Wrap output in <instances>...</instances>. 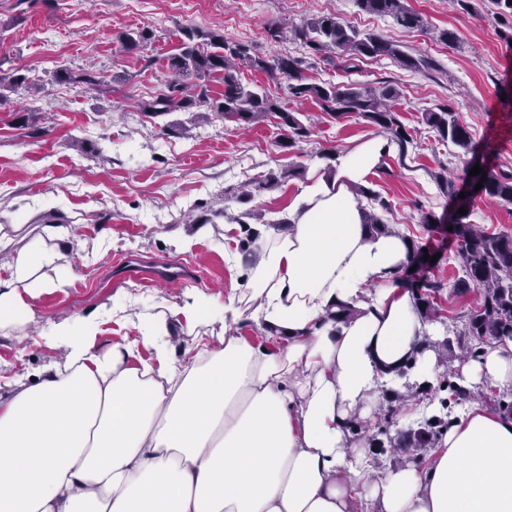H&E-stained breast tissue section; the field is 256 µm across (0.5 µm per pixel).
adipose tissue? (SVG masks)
Listing matches in <instances>:
<instances>
[{
  "mask_svg": "<svg viewBox=\"0 0 512 512\" xmlns=\"http://www.w3.org/2000/svg\"><path fill=\"white\" fill-rule=\"evenodd\" d=\"M371 138L341 151L265 233L242 269L254 315L281 334L271 351L224 334L175 363L166 322L94 350L87 319L57 323L59 359L0 396V512H512V418L476 408L453 420L422 465L356 467L352 422L366 419L379 370L431 351V324L402 274L410 244L368 236L351 192L388 152ZM54 252L20 254L0 279V330L24 322L41 290L34 269ZM359 308L344 323L338 305ZM153 356L138 358L139 347ZM466 385L512 388V338L460 367Z\"/></svg>",
  "mask_w": 512,
  "mask_h": 512,
  "instance_id": "obj_1",
  "label": "adipose tissue"
}]
</instances>
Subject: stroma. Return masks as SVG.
Returning a JSON list of instances; mask_svg holds the SVG:
<instances>
[{
	"mask_svg": "<svg viewBox=\"0 0 512 512\" xmlns=\"http://www.w3.org/2000/svg\"><path fill=\"white\" fill-rule=\"evenodd\" d=\"M408 3L427 20V30L406 31L391 18L360 11L354 0H0V59L28 69L27 85L0 101V265L35 247L60 254L57 264L33 272L46 287L32 299L29 319L0 331V395L19 376H34L57 359L48 337L68 318L96 324L101 353L155 319L167 321L178 362L185 350L228 327L251 342L278 345L248 304L229 325L220 319L190 325L174 312L199 296L221 304L246 292L240 242L225 239L217 213L253 209L257 230L287 217L304 186L326 174L329 155L381 130L354 114L332 118L313 100H292L287 80L249 67L239 72L244 85L266 92L300 120L314 119L309 141L281 149L275 121L237 131L206 105L161 116L144 112V104L165 93L168 57L186 28L220 31L268 60L303 53L297 44L274 42L269 27L332 12L437 62V69L416 72L388 58L350 63L330 52L308 58L302 74L309 83L386 82L400 89L394 110L414 143L404 157L391 149L366 184L389 204L384 222L436 258L429 271L446 284L437 299L442 319L434 324L436 338L461 329L460 317L475 296L453 291L461 275L457 243L442 225L427 229L417 217L422 210L438 216L452 211L435 175L443 165L460 173L464 158L423 123L422 114L452 106L474 142L497 144V153L485 158L487 169L512 175V112L500 105L512 94V45L504 39L512 29L495 17L490 0H472L467 11L453 10L448 0ZM446 28L456 32L457 45L437 41L436 31ZM142 29L150 41L123 51L118 35ZM60 68L77 75V82L56 83L52 75ZM86 73L105 81L88 87L79 81ZM292 162L301 164V176L255 192L247 204L232 195V188L260 182L269 170ZM467 209L469 222L483 230L512 232V204L478 196ZM202 213L216 214L215 223H187L188 215ZM73 224L77 239L46 233L47 227ZM121 257L148 267L180 263L188 272L173 281L126 279L116 265ZM64 267L71 271L66 279ZM460 361L455 352L437 357L421 381L388 380V389L410 396L395 416L392 438L438 414L439 387Z\"/></svg>",
	"mask_w": 512,
	"mask_h": 512,
	"instance_id": "obj_1",
	"label": "stroma"
}]
</instances>
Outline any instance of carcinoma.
<instances>
[{
    "mask_svg": "<svg viewBox=\"0 0 512 512\" xmlns=\"http://www.w3.org/2000/svg\"><path fill=\"white\" fill-rule=\"evenodd\" d=\"M356 6L363 12L388 16L397 25L407 30H418L427 27L424 17L407 4V0H355ZM184 39L178 52L169 56L167 68L171 79L167 83V93L160 95L145 106V110L154 116L176 110H189L197 105L208 103L217 115L235 124L238 130L268 118H275L276 125L283 132L279 147L291 150L298 143L310 138L312 129L305 125L296 113L280 108L271 101L267 94L251 89L242 84L239 79L240 66H248L255 70L264 71L270 75L281 74L288 78V93L294 99H313L318 102L325 114L339 118L349 112H357L370 122L391 134V141L398 146L400 155L407 153L408 144L412 143L411 136L397 121L392 109V102L399 96V91L390 85L373 87L366 84L339 85L333 83H307L301 75L304 58L292 54H279L270 60L253 57L246 46L231 43L219 32H200L194 29L183 31ZM271 38L276 42L286 39L300 44L311 53L322 54L328 51H338L348 60L357 58H388L400 66L424 71L432 69L435 64L431 59L415 57L401 46L385 37L373 33H361L335 15H321L291 25L288 30L274 27L270 30ZM149 40V34L144 30L125 32L119 36V42L126 51L138 49ZM4 61L0 60V100L5 92L14 91L28 81V76L22 73V68L1 69ZM215 73L222 74L224 94L221 100L209 101L206 94H190L187 79H202ZM423 122L435 131L444 142H449L463 151L465 155L476 156L480 151L490 153L493 146L490 143L482 147L476 145L467 127L459 121L457 114L449 106L430 109L423 113ZM473 161H468L464 169L462 184L475 187L482 183L478 196L502 200L512 204V176H499L490 170H482L476 176L469 175ZM301 165L292 163L288 168L278 172H270L258 183L260 189L276 187L281 179L302 175ZM486 181H481V178ZM443 192L452 202L467 205V201L459 198L461 189L458 188L457 178L448 174V168L442 167L436 175ZM257 217L254 210H246L233 217L240 225L244 237L240 240V249L250 252V246L257 236L255 229L248 225V220ZM466 216L453 214L440 217L431 212H421V224H448L452 226L449 232L458 242L461 258L462 279L460 285L463 291L472 290L477 299L473 306L464 313L463 328L459 335L469 338L473 344H461L463 353L476 357L482 352V345L500 336H512V233H488L476 225L465 222ZM364 224L372 236L391 233L393 229L383 222L373 210L364 211ZM417 311L425 322L442 319L440 309L435 300L444 291L445 283L435 277H422L409 281ZM444 348L451 350L450 340L437 342L429 335H424L404 364L389 367L382 373L403 378L413 368L415 354L424 350ZM445 390L448 396L440 399L439 404L445 413L433 416L421 425L415 432V438L410 445L416 454L411 460L417 465L424 463L427 452L435 448L444 432L448 429L450 415L446 409L450 405L470 400H486L488 396L475 391L456 380L446 381ZM397 409L389 406L387 411L376 417L373 424L364 426L355 424L354 431L373 430L371 440L381 448L384 439L390 438V427Z\"/></svg>",
    "mask_w": 512,
    "mask_h": 512,
    "instance_id": "cac0c4a2",
    "label": "carcinoma"
}]
</instances>
